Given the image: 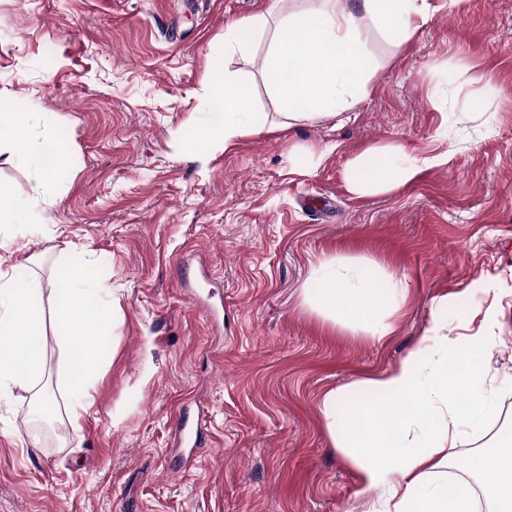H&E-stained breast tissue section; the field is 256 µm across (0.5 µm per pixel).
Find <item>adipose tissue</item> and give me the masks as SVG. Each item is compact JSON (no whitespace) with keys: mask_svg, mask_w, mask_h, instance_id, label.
<instances>
[{"mask_svg":"<svg viewBox=\"0 0 512 512\" xmlns=\"http://www.w3.org/2000/svg\"><path fill=\"white\" fill-rule=\"evenodd\" d=\"M370 16L395 46L407 43L430 18L428 0H316L277 25L266 18L231 28L224 49L244 50L254 38H267L265 82L289 121L326 115L373 75L361 47L358 20ZM248 89L232 74L215 78L211 99L218 121L187 134L189 145L216 136L232 139L264 130L263 113L247 109ZM417 160L399 145L376 146L349 167L352 190L364 193L413 179ZM71 285L54 299L57 371L73 402L72 427H79L89 398V379L106 349L112 305L109 291L89 284L86 271L73 268ZM401 289L378 273L376 261L326 260L307 302L332 326L378 339L390 336ZM41 297L24 278L0 269V390L35 387L48 362L41 322ZM472 336L445 334L432 325L387 372L328 390L321 401L330 443L356 472L365 512H479V500L493 512H512V440L487 450L475 462L493 481L474 490L448 478V450L465 432H477L492 412L485 388L496 324ZM467 394L468 404L456 403ZM378 498H371V491Z\"/></svg>","mask_w":512,"mask_h":512,"instance_id":"obj_1","label":"adipose tissue"}]
</instances>
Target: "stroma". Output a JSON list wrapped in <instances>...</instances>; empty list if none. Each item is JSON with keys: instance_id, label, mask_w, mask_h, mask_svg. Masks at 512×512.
<instances>
[{"instance_id": "stroma-1", "label": "stroma", "mask_w": 512, "mask_h": 512, "mask_svg": "<svg viewBox=\"0 0 512 512\" xmlns=\"http://www.w3.org/2000/svg\"><path fill=\"white\" fill-rule=\"evenodd\" d=\"M430 3L400 50L362 17L367 93L343 123L292 125L264 80L266 41L228 55L224 34L312 0H0V102L29 129L20 156L0 131V181L20 204L0 223V264L39 288L48 349L65 268L86 265L118 304L80 430L56 365L41 381L51 421L29 422L28 388L0 392V512H363L323 394L386 372L433 323L475 334L491 307L495 413L448 451L471 476L512 424V0ZM217 58L273 130L192 149ZM62 132L66 163L32 196L28 173ZM388 144L433 164L352 192L353 157ZM336 254L374 259L403 288L391 336L334 329L305 302ZM202 288L216 319L194 300ZM185 406L208 450L182 473Z\"/></svg>"}]
</instances>
